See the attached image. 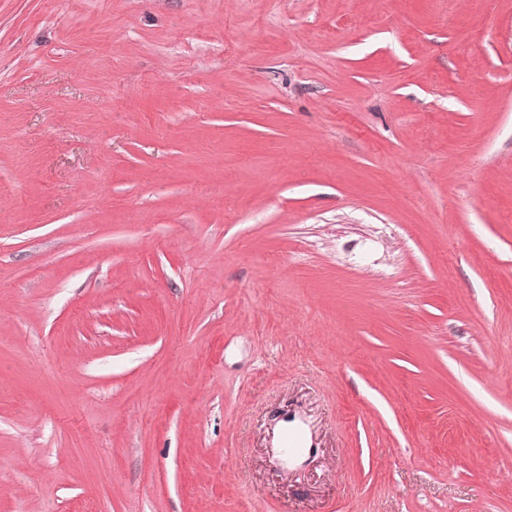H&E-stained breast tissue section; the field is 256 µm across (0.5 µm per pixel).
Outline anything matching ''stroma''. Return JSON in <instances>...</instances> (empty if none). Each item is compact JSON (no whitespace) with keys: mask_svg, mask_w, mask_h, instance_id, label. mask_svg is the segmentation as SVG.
<instances>
[{"mask_svg":"<svg viewBox=\"0 0 512 512\" xmlns=\"http://www.w3.org/2000/svg\"><path fill=\"white\" fill-rule=\"evenodd\" d=\"M0 512H512V0H0Z\"/></svg>","mask_w":512,"mask_h":512,"instance_id":"35a3bbf8","label":"stroma"}]
</instances>
